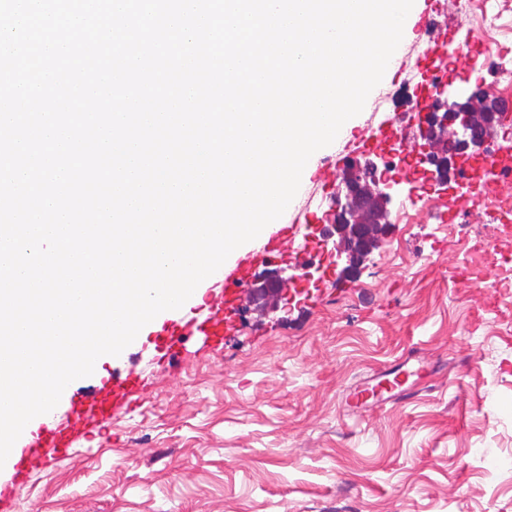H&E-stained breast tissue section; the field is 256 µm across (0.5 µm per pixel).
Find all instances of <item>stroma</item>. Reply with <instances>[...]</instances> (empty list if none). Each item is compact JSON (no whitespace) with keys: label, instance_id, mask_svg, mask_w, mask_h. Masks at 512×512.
<instances>
[{"label":"stroma","instance_id":"1","mask_svg":"<svg viewBox=\"0 0 512 512\" xmlns=\"http://www.w3.org/2000/svg\"><path fill=\"white\" fill-rule=\"evenodd\" d=\"M397 61L351 118L420 81ZM411 351L435 366L410 400L343 416L349 386ZM136 406L33 475L19 512H512V235L493 217L393 225L363 265L286 312H242L222 348L161 360L138 336Z\"/></svg>","mask_w":512,"mask_h":512}]
</instances>
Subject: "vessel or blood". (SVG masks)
Masks as SVG:
<instances>
[{"mask_svg":"<svg viewBox=\"0 0 512 512\" xmlns=\"http://www.w3.org/2000/svg\"><path fill=\"white\" fill-rule=\"evenodd\" d=\"M413 30L423 43L419 62L426 72H433L443 61L447 50L460 46V57L466 66H473L480 54L477 38L460 41L458 25L440 19L434 4H427L416 17ZM417 120L413 123L386 122L366 134L355 137L353 145L361 150H381L392 147L400 151L416 143L421 131L419 120L430 112L435 101V84L425 81L416 87ZM346 155L337 151L334 159L320 161L311 172L313 182L324 185L335 182L337 171L343 170ZM459 172L468 174L475 196H482L492 185L495 174L512 170V145L501 146L497 151L479 156L465 157L458 162ZM261 250L249 253L234 263L223 264L214 274L216 288L203 296L207 310L204 319L173 312L169 323L157 331L155 342L171 360H178L187 339L203 337L212 345L222 344L235 324V315L243 306L252 275L272 258H289L295 264H304L306 245L298 238L296 222H280L264 233ZM432 367L424 358H415L412 369L397 368L374 375L373 379L349 388L342 399L344 410L356 414L368 408H380L395 401L405 392L409 375L431 373ZM140 393L139 378L135 371H128L101 380L98 386L78 392L72 401V410L66 419L55 414L41 415L39 420L22 434L17 449L13 451L14 476L11 483L0 484V512H14L19 493L31 473L51 467L68 456L76 439H94L105 423L115 414L128 411L137 403Z\"/></svg>","mask_w":512,"mask_h":512,"instance_id":"obj_1","label":"vessel or blood"}]
</instances>
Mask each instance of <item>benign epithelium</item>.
<instances>
[{
  "label": "benign epithelium",
  "instance_id": "obj_1",
  "mask_svg": "<svg viewBox=\"0 0 512 512\" xmlns=\"http://www.w3.org/2000/svg\"><path fill=\"white\" fill-rule=\"evenodd\" d=\"M437 95L448 104L453 112H432L429 114L424 135L418 144L421 162L437 167L439 177L431 182V188L448 185V170L455 163L450 151L464 152L470 147H481L486 143L484 128L472 121L470 111L481 103L475 93L466 88L442 84L437 87ZM382 163L363 157L355 159L345 170L344 177L336 182L333 194L334 204L323 213V221L318 225L324 253L328 264L308 262L303 267H291L288 280L297 279L307 285H316L333 271L336 280L341 281L353 274L365 261L366 255L356 242L367 234L363 214L367 209V200L374 194L387 204L392 194L405 192L412 194L417 190L414 183L400 179L396 173L401 159L398 155L381 157ZM285 269H268L251 286L247 307L257 313L269 314L286 311L296 301V295L284 293L271 299L270 286L283 280Z\"/></svg>",
  "mask_w": 512,
  "mask_h": 512
}]
</instances>
